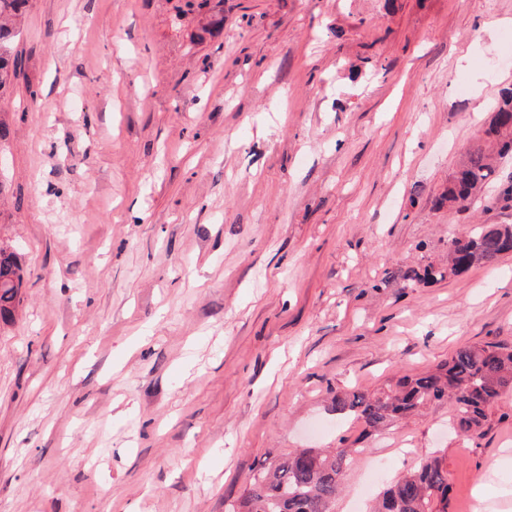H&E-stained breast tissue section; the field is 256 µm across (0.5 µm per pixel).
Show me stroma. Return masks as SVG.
<instances>
[{"label":"stroma","mask_w":512,"mask_h":512,"mask_svg":"<svg viewBox=\"0 0 512 512\" xmlns=\"http://www.w3.org/2000/svg\"><path fill=\"white\" fill-rule=\"evenodd\" d=\"M30 0L0 92V512H226L300 448L361 449L332 512L423 458L448 512H512V392L370 434L377 393L512 344V253L429 284L487 186L439 207L512 89V0ZM22 269L19 254L8 246L0 245V322L10 323L20 303Z\"/></svg>","instance_id":"stroma-1"}]
</instances>
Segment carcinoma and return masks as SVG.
Masks as SVG:
<instances>
[{
    "label": "carcinoma",
    "mask_w": 512,
    "mask_h": 512,
    "mask_svg": "<svg viewBox=\"0 0 512 512\" xmlns=\"http://www.w3.org/2000/svg\"><path fill=\"white\" fill-rule=\"evenodd\" d=\"M29 0H0V89L21 69L7 42L8 22L27 10ZM485 135L499 156L512 155V91L505 93ZM499 180L492 156L473 146L454 174L440 203L466 207L481 189ZM512 252V225H479L448 239V274L475 265H491ZM22 269L19 254L0 245V322L10 323L20 303ZM512 392V346L487 343L459 348L433 371L407 376L394 391L375 394L354 391L331 398L339 415H354L367 429L378 430L393 421L419 413L428 403L448 400L454 429L482 435L488 409ZM361 448H302L253 474L230 512H331L341 492L345 470ZM448 472L436 458L422 460L410 474L383 491L374 512H447Z\"/></svg>",
    "instance_id": "1"
}]
</instances>
